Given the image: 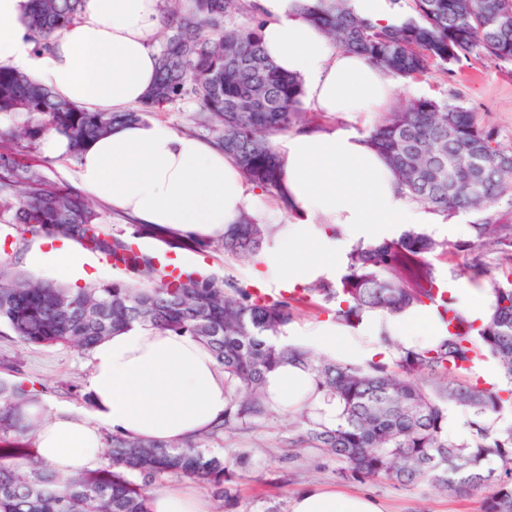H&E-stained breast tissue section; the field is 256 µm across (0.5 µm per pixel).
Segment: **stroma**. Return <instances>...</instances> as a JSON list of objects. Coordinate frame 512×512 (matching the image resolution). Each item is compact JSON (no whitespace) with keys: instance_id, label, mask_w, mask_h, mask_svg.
Segmentation results:
<instances>
[{"instance_id":"35a3bbf8","label":"stroma","mask_w":512,"mask_h":512,"mask_svg":"<svg viewBox=\"0 0 512 512\" xmlns=\"http://www.w3.org/2000/svg\"><path fill=\"white\" fill-rule=\"evenodd\" d=\"M413 85V91H400L397 105L415 97L441 99L456 91L476 109L487 126L512 137L511 64L497 65L472 58L456 67L454 74L434 70L414 80ZM8 150L17 152L19 160L39 169L47 187L76 189V161L68 157L49 158L42 141L14 146L0 143V152ZM95 207L105 232L125 240L139 238L150 253L173 248L193 254L199 260L198 274L214 277L230 274L250 288L266 289L270 299L281 297L282 282L258 277L250 261L225 252L222 240L181 238L136 223L106 203L96 202ZM0 234L8 238L7 246L0 247V261H11L22 271L27 268L26 255L33 245L44 249L51 246L45 239L33 241L6 214H0ZM470 259L468 251L450 244L431 255L429 261L443 286L454 291L472 287ZM290 295L296 298L297 304L289 331L305 332L332 321V306L309 300L298 286L291 288ZM88 359L87 353L64 345H22L7 326L0 325V378L8 376L33 383L36 389L42 390L44 400L51 407H85ZM297 435V430L284 417L226 437L223 453L227 461L236 462L239 476L235 485L239 497L237 512H289L293 494L312 484L341 492L370 494L384 505L386 512H479L482 499L489 493L484 487L445 495L425 484L402 486L385 479L364 483L346 481L339 476L340 465L335 460L320 456L313 448L294 447Z\"/></svg>"}]
</instances>
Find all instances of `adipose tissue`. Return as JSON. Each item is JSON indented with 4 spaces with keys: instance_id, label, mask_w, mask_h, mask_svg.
<instances>
[{
    "instance_id": "1",
    "label": "adipose tissue",
    "mask_w": 512,
    "mask_h": 512,
    "mask_svg": "<svg viewBox=\"0 0 512 512\" xmlns=\"http://www.w3.org/2000/svg\"><path fill=\"white\" fill-rule=\"evenodd\" d=\"M266 20L263 48L280 70L298 76L304 101L335 124L290 133L273 143L295 214L264 208L255 186L211 142L145 118L88 140L77 166L81 187L137 223L196 239H220L242 215L274 232L258 256L264 274L304 284L343 272L358 244L391 240L415 225L431 235L467 236L459 218L428 212L399 187L386 158L369 142L373 118L395 100L392 74L335 45L296 10L294 0H258ZM28 0H0V67L24 73L55 95L90 110L123 112L140 105L157 77L153 49L162 26L161 0H84L80 20L49 51L35 50ZM36 275L55 283L96 280L70 245L33 247ZM368 328H387L406 347L445 335L433 308L418 307ZM269 404L294 410L315 392L312 375L282 366L266 379ZM90 406L71 411L45 403L24 407L36 424L42 461L66 477L96 469L104 437L185 444L224 419V370L198 338L135 323L96 344L89 358ZM151 512H212L209 500L183 488L153 493ZM291 512H382L366 494L311 485L291 499Z\"/></svg>"
}]
</instances>
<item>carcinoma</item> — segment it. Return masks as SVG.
<instances>
[{
  "label": "carcinoma",
  "instance_id": "obj_1",
  "mask_svg": "<svg viewBox=\"0 0 512 512\" xmlns=\"http://www.w3.org/2000/svg\"><path fill=\"white\" fill-rule=\"evenodd\" d=\"M28 26L47 49L52 38L80 17L83 0H30ZM402 16L380 26L357 15L351 0H297L299 9L340 48L361 53L401 78L436 68L445 74L473 56L512 64V0H389ZM164 45L158 80L146 100L128 112H95L58 98L25 75L0 67V115L27 116L0 127V139L36 140L50 129L69 141L70 157L83 144L121 122L161 112L190 98L211 143L240 167L245 179L275 191L291 211L271 140L305 125L301 80L280 72L262 47L256 0H164ZM247 16L242 26L236 17ZM40 120L34 122L32 117ZM399 183L413 200L452 217L468 212L472 236L471 278L490 298L485 322L468 319L455 298L443 294L427 256L445 246L414 228L399 238L348 255L334 281L313 280L307 293L336 304V323L356 327L379 315L391 318L430 304L448 335L426 347L406 348L381 330L392 362L338 361L272 337L293 318L288 299L266 302L228 274L187 276L170 287L155 258L138 256L140 281L121 279L74 291L34 280L0 263V322L20 343L66 345L81 352L133 322L201 338L224 368L231 388L224 421L184 446L108 438V463L80 478L63 477L44 465L34 448L0 447V512H150V487L167 476L192 479L236 512L235 471L208 443L283 414L266 402L267 375L295 365L314 375L316 391L336 400L340 413L325 425L319 410L288 411L303 430L296 443L341 464L342 477L358 482L385 478L400 485L425 483L448 494L496 481L480 512H512V224L487 216L512 196V141L485 126L479 113L452 92L446 100L419 98L384 112L370 134ZM33 237L75 240L93 233L94 249L116 254L110 235L98 229L99 214L71 189H46L34 167L0 152V212ZM271 234L267 224L243 217L224 236V250L254 259ZM493 361L508 384L486 386L472 377ZM41 399L23 382L0 380V436L31 431L18 410ZM465 413V434H448V410Z\"/></svg>",
  "mask_w": 512,
  "mask_h": 512
}]
</instances>
